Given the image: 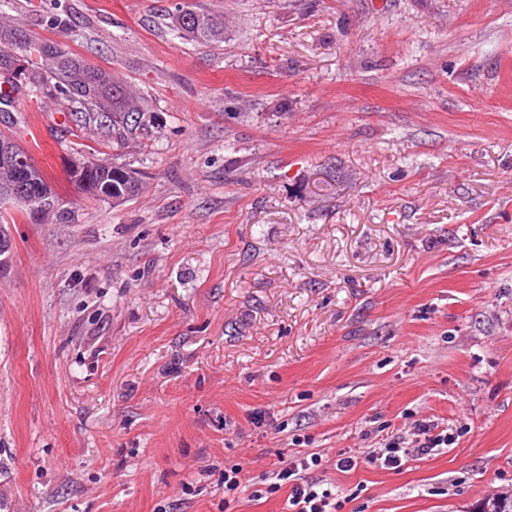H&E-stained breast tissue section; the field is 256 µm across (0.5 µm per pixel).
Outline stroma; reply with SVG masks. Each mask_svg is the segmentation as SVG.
<instances>
[{"mask_svg":"<svg viewBox=\"0 0 512 512\" xmlns=\"http://www.w3.org/2000/svg\"><path fill=\"white\" fill-rule=\"evenodd\" d=\"M192 2L223 43L177 0H0L160 117L117 154L56 102L0 121L79 214L7 227L0 512H285L300 451L336 512L512 495V0ZM76 142L141 192L83 201ZM429 420L448 449L367 462ZM188 18V20H186ZM173 27L183 36L205 43L224 41V18L179 4L172 17ZM250 487L249 479H245L243 467L240 465L232 466L224 470V501L231 503L244 493Z\"/></svg>","mask_w":512,"mask_h":512,"instance_id":"35a3bbf8","label":"stroma"}]
</instances>
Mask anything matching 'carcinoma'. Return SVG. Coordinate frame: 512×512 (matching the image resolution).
I'll list each match as a JSON object with an SVG mask.
<instances>
[{
  "instance_id": "cac0c4a2",
  "label": "carcinoma",
  "mask_w": 512,
  "mask_h": 512,
  "mask_svg": "<svg viewBox=\"0 0 512 512\" xmlns=\"http://www.w3.org/2000/svg\"><path fill=\"white\" fill-rule=\"evenodd\" d=\"M173 27L183 36L205 43L224 40V19L185 4L172 17ZM21 63L15 67L14 62ZM0 114L16 111L19 97L68 103L71 122L78 128H95L101 145L124 146L135 138H146L153 128L154 112L148 101L112 72L87 63L57 41L37 38L15 19L0 15ZM68 181L88 200L119 205L138 194V173L126 165L91 159L84 154L67 170ZM28 196L40 197L43 216L60 224L76 221L74 207L63 202L48 182L28 148L0 133V201L14 202L18 216L32 214L26 200H12L16 187Z\"/></svg>"
}]
</instances>
